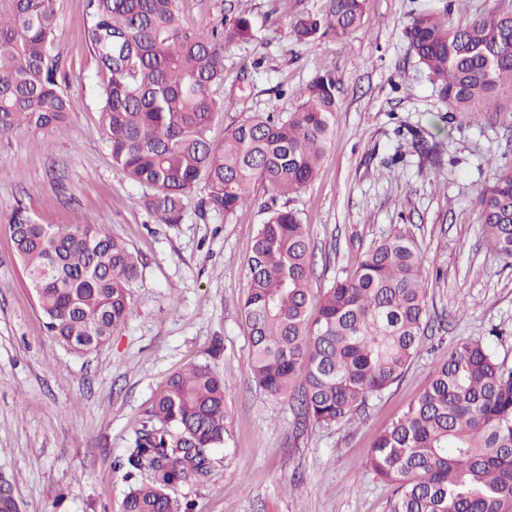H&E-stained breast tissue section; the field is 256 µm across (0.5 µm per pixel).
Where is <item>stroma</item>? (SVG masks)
<instances>
[{"instance_id":"1","label":"stroma","mask_w":512,"mask_h":512,"mask_svg":"<svg viewBox=\"0 0 512 512\" xmlns=\"http://www.w3.org/2000/svg\"><path fill=\"white\" fill-rule=\"evenodd\" d=\"M324 0H234L258 33L224 53V111L211 137L257 114L287 120L318 74L336 81V137L316 179L292 200L256 186L234 215L157 223L141 187L112 163L96 90L105 79L88 38L89 0H55L58 82L76 102L65 134L0 136V477L22 512H122L132 484L118 459L148 422L168 377L206 363L224 381L227 433L209 476L177 484L190 512H389L392 491L367 470L375 437L427 387L436 359L498 333L512 368V261L486 245L477 191L512 168V93L493 112L448 119L410 52L406 29L448 0H368L348 38L296 42L291 22ZM291 205L315 253L314 288L352 271L394 232L414 239L428 278L429 329L403 379L347 424H297L287 400L252 379L242 302L265 207ZM92 224L138 256L134 313L110 342L78 355L48 335L9 220Z\"/></svg>"}]
</instances>
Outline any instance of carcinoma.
I'll use <instances>...</instances> for the list:
<instances>
[{
  "instance_id": "carcinoma-1",
  "label": "carcinoma",
  "mask_w": 512,
  "mask_h": 512,
  "mask_svg": "<svg viewBox=\"0 0 512 512\" xmlns=\"http://www.w3.org/2000/svg\"><path fill=\"white\" fill-rule=\"evenodd\" d=\"M90 41L107 81L98 91L112 162L151 190L145 208L164 224L182 220L204 184L201 211L233 215L263 184L290 197L316 178L336 130V83L316 76L286 121L255 116L210 138L224 111V51L255 38L245 15L221 29L186 26L180 0H91ZM421 11L409 49L455 113L489 108L512 93V12L469 24ZM367 0H325L320 14L293 22L299 41L346 37L363 23ZM54 0H10L0 13V136L63 132L73 111L56 79ZM488 247L512 259V170L478 190ZM49 335L76 354L103 347L134 312L138 258L90 224L10 220ZM307 225L292 208H267L248 260L243 314L249 366L267 396L288 398L318 425L350 422L382 398L419 354L427 330L428 282L414 240L393 234L319 296ZM224 382L208 364L172 374L119 467L134 483L122 512H176L169 490L210 472L207 451L227 433ZM368 471L393 489L390 512H512V368L491 343L467 339L436 360L427 389L380 432ZM147 473L150 479L139 482Z\"/></svg>"
}]
</instances>
